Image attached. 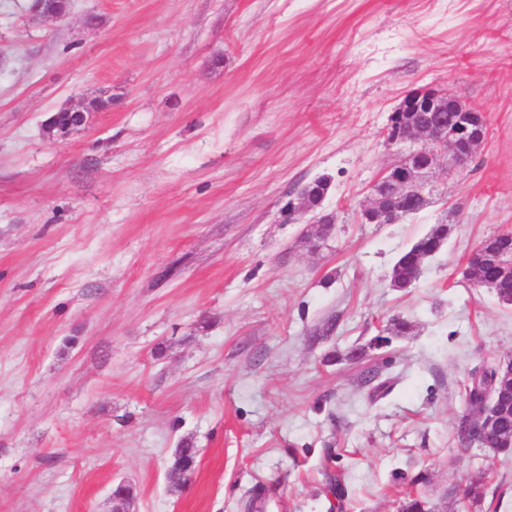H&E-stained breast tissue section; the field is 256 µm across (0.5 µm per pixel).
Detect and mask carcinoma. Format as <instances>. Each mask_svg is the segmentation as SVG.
I'll return each instance as SVG.
<instances>
[{
	"mask_svg": "<svg viewBox=\"0 0 512 512\" xmlns=\"http://www.w3.org/2000/svg\"><path fill=\"white\" fill-rule=\"evenodd\" d=\"M426 121L436 128L448 130L455 127L457 113L448 110L431 112ZM451 231L450 224H436L428 234L404 250L392 267L390 286L404 290L413 285L420 276L424 261L445 246ZM334 233L335 225L321 224L315 235L304 237V243L310 249H318L324 246ZM503 249L512 251V231L485 238L480 244L479 257L468 259L463 277L473 284L493 290L498 301L507 304L512 303V274H505L501 270L498 257ZM409 329L408 321L394 318L370 339L368 348L375 351L384 350L393 344L394 338L407 335ZM366 349L350 352L349 358H364ZM463 391L472 415L464 418L459 425L460 441L478 448H490L505 456L512 454V380L506 383L497 382L496 394L490 398L468 384L463 386ZM175 453L177 457L171 460V465L180 468V472L170 474V482L173 490L177 492L192 481L196 470V448L191 440L183 439ZM400 512L429 510L426 508V502L408 489L403 492Z\"/></svg>",
	"mask_w": 512,
	"mask_h": 512,
	"instance_id": "carcinoma-1",
	"label": "carcinoma"
}]
</instances>
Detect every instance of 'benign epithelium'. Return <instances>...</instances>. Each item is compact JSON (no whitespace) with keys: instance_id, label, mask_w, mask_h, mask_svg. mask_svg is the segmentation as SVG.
<instances>
[{"instance_id":"7a95c632","label":"benign epithelium","mask_w":512,"mask_h":512,"mask_svg":"<svg viewBox=\"0 0 512 512\" xmlns=\"http://www.w3.org/2000/svg\"><path fill=\"white\" fill-rule=\"evenodd\" d=\"M448 104L459 114L457 125L450 131L431 128L420 121L409 132L396 135L386 127L388 144L406 147L409 154L384 171L371 186L367 203L361 210L363 224H394L408 214L405 202L411 195L425 188V177L440 168L448 177H458L466 169L470 158L485 144L488 124L487 113L462 101L457 95L442 89L427 88L406 93L391 115L390 123L402 112H430ZM90 103L64 107L62 113L75 118L52 125L67 135L86 126Z\"/></svg>"}]
</instances>
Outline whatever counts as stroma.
I'll use <instances>...</instances> for the list:
<instances>
[{"label":"stroma","instance_id":"35a3bbf8","mask_svg":"<svg viewBox=\"0 0 512 512\" xmlns=\"http://www.w3.org/2000/svg\"><path fill=\"white\" fill-rule=\"evenodd\" d=\"M34 5L0 0V512H112L122 482L130 512H398L409 486L512 512V457L456 437L468 378L512 359V306L462 277L512 230V0ZM422 88L481 106L486 143L421 212L359 223ZM104 94L84 130L48 129ZM323 175L336 233L313 254L282 208ZM436 224L447 244L391 288ZM398 316L373 400L347 356ZM451 231L452 225L436 224L428 234L404 250L392 267L391 288L404 290L413 285L420 276L424 261L445 246ZM176 454L178 455L174 458ZM196 454V448H194L189 439H182L180 446L175 449L170 466H176L180 468L181 471L169 474L171 486L174 491H181L191 483L196 470Z\"/></svg>","mask_w":512,"mask_h":512}]
</instances>
